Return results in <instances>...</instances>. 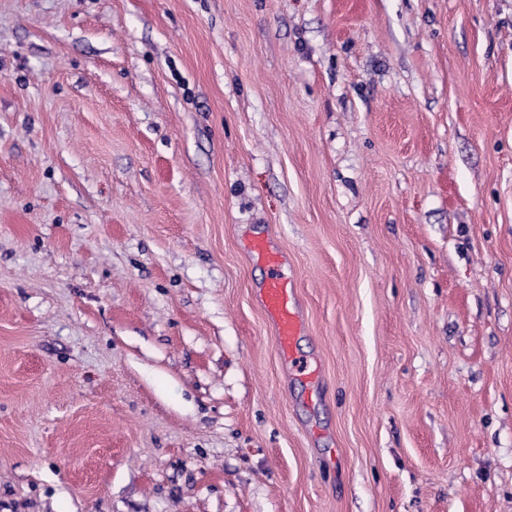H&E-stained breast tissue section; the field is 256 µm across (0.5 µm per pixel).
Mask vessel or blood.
Here are the masks:
<instances>
[{"label":"vessel or blood","instance_id":"vessel-or-blood-1","mask_svg":"<svg viewBox=\"0 0 512 512\" xmlns=\"http://www.w3.org/2000/svg\"><path fill=\"white\" fill-rule=\"evenodd\" d=\"M263 257L272 270L271 278L264 290L263 305L276 325L282 357L291 360L295 357V338L303 328V322L296 310L295 292L278 273L279 255L267 251Z\"/></svg>","mask_w":512,"mask_h":512}]
</instances>
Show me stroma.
Instances as JSON below:
<instances>
[{"instance_id": "stroma-1", "label": "stroma", "mask_w": 512, "mask_h": 512, "mask_svg": "<svg viewBox=\"0 0 512 512\" xmlns=\"http://www.w3.org/2000/svg\"><path fill=\"white\" fill-rule=\"evenodd\" d=\"M0 512H512V0H0ZM255 247L261 252L272 271L264 290L263 305L276 325L282 357L295 362L293 345L303 328V322L296 310L294 289L278 273L279 255L268 251L263 244H256Z\"/></svg>"}]
</instances>
